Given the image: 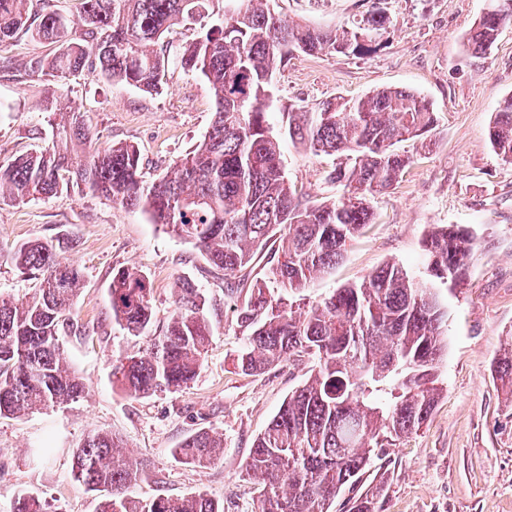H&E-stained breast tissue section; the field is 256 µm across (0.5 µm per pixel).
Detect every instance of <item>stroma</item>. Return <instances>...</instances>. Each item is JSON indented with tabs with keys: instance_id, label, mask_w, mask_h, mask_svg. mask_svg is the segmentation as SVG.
Masks as SVG:
<instances>
[{
	"instance_id": "obj_1",
	"label": "stroma",
	"mask_w": 512,
	"mask_h": 512,
	"mask_svg": "<svg viewBox=\"0 0 512 512\" xmlns=\"http://www.w3.org/2000/svg\"><path fill=\"white\" fill-rule=\"evenodd\" d=\"M374 0H275L288 22L334 28L361 19ZM393 20L386 45L368 56L293 53L274 79L280 128L291 107H315L341 96L358 99L405 87L432 104L434 144L398 143L412 164L370 203L372 220L328 275L304 291L308 305L341 285L395 261L424 274L422 241L431 225L453 224L475 236L465 288L442 293L446 351L439 363L442 396L416 434L388 448L389 465L371 468L364 487L383 485L382 512H512V386L493 365L512 347V163L497 156L488 131L502 99L512 95V26L487 58L472 57L463 37L492 0H381ZM52 44L18 37L0 44V163L51 145L58 130L51 104L81 112L99 144L139 147L146 179L171 172L209 130L214 98L200 78L171 67L161 94L148 95L87 73L62 82L31 77L24 65ZM288 180L312 203L335 198L327 175L336 159L281 142ZM72 238L61 260L82 270L75 301L77 330L62 336L67 366L86 385L84 398L60 409L0 418V512L21 494L46 501L49 512H96L98 497L71 477V456L92 430L119 432L132 458L146 462L132 497L182 496L198 489L223 499L224 512H255L257 490L240 472L254 440L288 393L306 378L313 358L287 359L265 372L234 367L242 346L224 304L230 286L190 243L163 232L137 208H121L76 191L27 203H0V296L21 301L34 285L6 263L16 245L56 234ZM134 267L152 283L153 333L173 309V289L188 279L203 289L219 321L195 380L182 391L134 398L112 384V362L143 339L112 320L113 270ZM201 428L224 437V454L205 469L177 462L173 448Z\"/></svg>"
}]
</instances>
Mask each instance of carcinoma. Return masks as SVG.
Masks as SVG:
<instances>
[{"label":"carcinoma","instance_id":"carcinoma-1","mask_svg":"<svg viewBox=\"0 0 512 512\" xmlns=\"http://www.w3.org/2000/svg\"><path fill=\"white\" fill-rule=\"evenodd\" d=\"M223 3L217 8L215 4ZM269 0H81V24L32 0H0V44L19 35L56 45L35 56L29 73L59 80L82 70L143 93L163 89L175 64L202 78L215 102L211 130L171 175L147 181L133 144L92 146L78 113H61L58 140L44 150L0 164V202L37 201L65 186L141 209L153 224L184 239L213 267L235 276L268 253L263 276L235 305L244 345L236 368L257 373L285 359L312 355L310 377L284 400L254 441L242 475L258 480L257 512H378L379 495L355 493L378 449L419 431L440 398L437 365L446 349V311L435 285L456 287L475 256L473 236L438 224L423 240L425 277L387 263L358 282L297 311L290 297L331 273L347 245L370 222V201L410 167L397 143L426 142L436 118L430 102L407 88H386L356 100L326 99L310 110L286 112L288 138L309 153L334 155L328 179L340 194L309 204L290 184L280 133L266 123L273 79L288 55L371 54L384 46L392 23L375 6L352 27L318 29L289 23ZM204 22L175 56L164 49L169 29ZM512 24V0H496L465 35L477 58L490 53L501 28ZM493 151L512 162V96L495 112ZM69 237L32 241L6 258L35 281L27 300L0 297V417H19L84 397L81 379L63 367L60 337L82 271L58 260ZM151 283L136 269L112 273V320L146 344L112 363V382L132 397L187 388L200 370L213 329L203 291L181 282L165 331L152 326ZM115 433L95 431L72 456L73 479L101 494L98 512H224L205 492L140 500L128 494L144 472L120 449ZM224 452L215 430L201 429L173 449L178 462L207 467ZM13 512H48L38 497L21 495Z\"/></svg>","mask_w":512,"mask_h":512}]
</instances>
